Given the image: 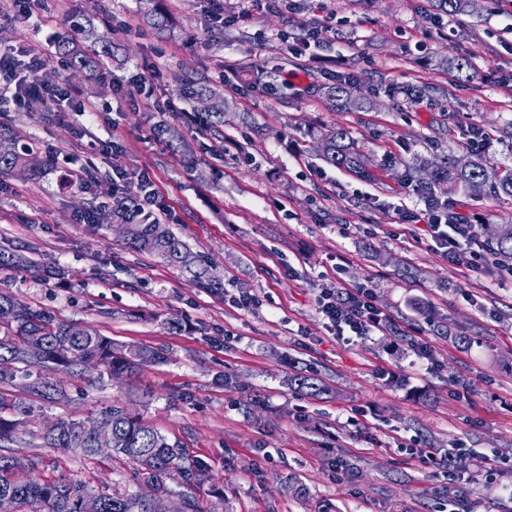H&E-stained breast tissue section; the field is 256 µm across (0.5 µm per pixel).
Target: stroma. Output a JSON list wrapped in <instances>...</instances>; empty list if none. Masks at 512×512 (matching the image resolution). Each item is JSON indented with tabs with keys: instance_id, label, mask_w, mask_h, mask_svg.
<instances>
[{
	"instance_id": "35a3bbf8",
	"label": "stroma",
	"mask_w": 512,
	"mask_h": 512,
	"mask_svg": "<svg viewBox=\"0 0 512 512\" xmlns=\"http://www.w3.org/2000/svg\"><path fill=\"white\" fill-rule=\"evenodd\" d=\"M41 4L27 18L18 0H0V46H42L28 83H65L99 110L91 121L64 102L0 112V145L58 153L37 175L0 176V250L34 264L1 267L0 289L165 360L87 390L58 373L67 399L20 427L12 454L43 456V480L127 492L130 465L112 454L31 445L55 419L116 405L180 440L204 468L203 512H512L502 493L512 487V280L493 263L448 262L418 216V181L404 178L434 156H468L476 130L490 138L491 167L512 165L507 0L453 17L430 0H221L224 27L211 0H152L168 20L160 36L142 0ZM312 27L318 42L301 45ZM68 31L109 45L102 76L57 53ZM446 55L468 56L474 78L458 83L437 68ZM138 65L155 70L158 108L119 92ZM348 72L366 102L340 111L323 88ZM424 83L440 94L384 92ZM215 100L223 125H199ZM86 127L99 146L82 143ZM339 128L371 159L373 179L319 159L317 139ZM80 166L103 180L125 171L130 196L148 172L193 264L134 251L109 223H81L112 200L59 188L63 170ZM433 194L469 220L512 222L511 201L442 186ZM403 211L416 221L399 224ZM336 287L370 289L385 329L363 341L331 330L317 301ZM239 295L258 306L238 308ZM460 334L468 348L455 343ZM306 370L325 383L320 395L289 385ZM411 444L454 456L453 471L422 463Z\"/></svg>"
}]
</instances>
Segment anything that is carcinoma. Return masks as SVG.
Returning <instances> with one entry per match:
<instances>
[{
  "mask_svg": "<svg viewBox=\"0 0 512 512\" xmlns=\"http://www.w3.org/2000/svg\"><path fill=\"white\" fill-rule=\"evenodd\" d=\"M435 7L450 16L470 14L476 10V0H435ZM57 51L73 66L92 74L110 57L108 45H93L84 51L68 33L58 37ZM438 66L455 72L460 81L468 82L472 78V62L464 55L442 57ZM354 85V76H339L336 82L325 87V93L345 109L355 103L351 97ZM317 155L338 169L356 176H369L364 154L342 128L318 141ZM471 156L472 163L466 169L458 167L450 155L441 157L433 164L428 185L444 184L452 192L481 182L491 195L512 199V166H503L491 174L481 152L473 151ZM47 163L48 160L25 148L19 151L0 149V174L23 166L34 175ZM112 221L130 225L127 240L132 249L159 255L169 262L190 264L185 243L163 225L139 214L134 198L125 196L112 200ZM484 238L497 258L512 261V224H487ZM0 331L3 332L0 337V494L13 496L16 512H84L87 500L95 503V512H149L152 497L171 493L163 483L168 474L179 473L187 486L203 480L204 470L190 458L180 441L170 440L139 416L120 407L105 411L98 418L59 419L56 430L38 436L39 447L76 448L84 456L93 457L94 431L99 424L109 422L112 424V453L133 464L130 482L136 486V492L106 489L89 492L81 485L68 484L62 479L16 477L6 451L15 442V429L66 396L65 390L52 377L55 368L66 369L89 388L109 377L158 363L163 354L147 346L123 350L96 331H84L2 290ZM291 384L312 396L323 391V385L307 375H295ZM17 385L24 388L30 400L9 392V388Z\"/></svg>",
  "mask_w": 512,
  "mask_h": 512,
  "instance_id": "obj_1",
  "label": "carcinoma"
}]
</instances>
